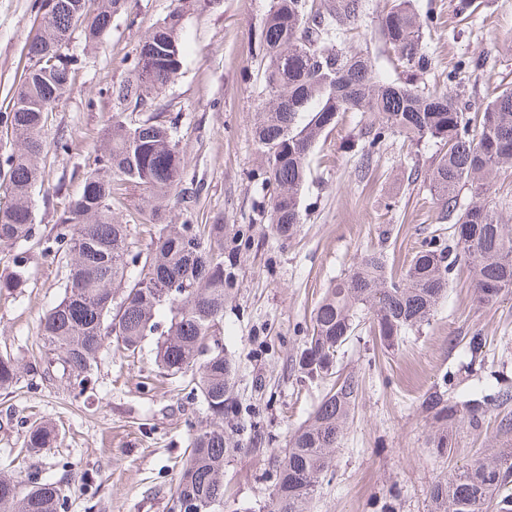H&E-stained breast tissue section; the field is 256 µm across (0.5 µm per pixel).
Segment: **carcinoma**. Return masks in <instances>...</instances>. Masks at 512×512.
Listing matches in <instances>:
<instances>
[{
  "instance_id": "obj_1",
  "label": "carcinoma",
  "mask_w": 512,
  "mask_h": 512,
  "mask_svg": "<svg viewBox=\"0 0 512 512\" xmlns=\"http://www.w3.org/2000/svg\"><path fill=\"white\" fill-rule=\"evenodd\" d=\"M58 0L50 21L33 37L63 51L60 69L46 71L31 62L12 108L0 124L18 140L4 159L6 201L0 202V244L22 245L36 237L32 195L46 161L41 131L45 113L68 91L61 74L73 66L72 35L85 45L98 43L127 0ZM362 0H274L260 35L266 102L256 112L254 137L266 158L268 180L278 187L268 210L275 234L288 239L302 223L300 196L309 171V156L318 142L348 112L370 118L364 127L368 150L362 167L399 134L412 145L432 140L440 152L425 180L442 218L455 217L452 244L420 251L405 272L387 270L381 253H365L346 277L333 284L313 309L311 334L296 359L308 376L333 374L336 353L369 315L380 339L392 347L405 334L429 322L448 292L460 261L472 268L476 301L493 306L512 292V228L501 222L488 193L495 175L512 169V88L505 87L475 112L458 97L430 92L416 84L430 67L422 52L423 20L413 0H395L382 18L380 35L403 78L385 82L375 76L369 56L331 42L345 35L362 13ZM182 14L170 11L152 27L136 49L133 75L112 88L118 108L104 133L105 146L93 168L83 174V188L65 206L54 225L45 253L66 255L67 275L61 299L40 319L47 361L44 381H64L83 393L94 379L102 353L112 347L135 353L154 340V363L168 375L192 371L190 394L198 399L209 423L193 430L189 451L169 498V510L224 512V464L243 451L235 434L242 408L234 392V359L219 344L224 306L238 281L233 255L250 247L241 227L222 224H173L166 220L168 202L184 200L176 126L158 113L132 121L124 112L143 111L178 76L183 59ZM144 197L140 218L157 227L146 255L131 250L130 225L112 217V201L126 185ZM469 191L467 204L461 193ZM28 257L14 255L12 270L0 288L18 284ZM25 365L0 352V391L18 384ZM361 382L354 373L337 377L309 419L288 434L275 464L267 512H310L319 484L326 478ZM512 400L497 396L455 401L437 387L421 408L435 425L433 447H452L461 423L478 428L492 404ZM57 438L55 425L35 421L23 447L37 453ZM512 441L501 443L462 470L431 487L430 512H512ZM63 481L39 472L0 474V512H68Z\"/></svg>"
}]
</instances>
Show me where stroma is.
Segmentation results:
<instances>
[{"instance_id": "35a3bbf8", "label": "stroma", "mask_w": 512, "mask_h": 512, "mask_svg": "<svg viewBox=\"0 0 512 512\" xmlns=\"http://www.w3.org/2000/svg\"><path fill=\"white\" fill-rule=\"evenodd\" d=\"M273 0H128L97 49L80 54L70 90L49 113L42 131L48 151L33 195L38 239L27 243L23 280L0 289V349L23 360L40 356L39 319L63 294L66 268L45 257L65 204L82 190L81 176L103 146L115 108L112 86L127 79L136 49L171 10L184 14L182 69L153 110L178 122L182 184L195 188L172 200L169 221L249 228L254 243L237 257L236 290L224 309L220 342L236 361L235 394L244 409L242 451L224 466L229 498L224 512H257L268 501V475L289 431L304 423L331 379L299 373L292 361L311 326V313L331 282L342 279L365 251L384 255L402 274L413 256L447 243L448 221L420 171L439 152L433 142L407 148L391 136L367 175H359L366 120L347 113L310 155L302 197L303 220L280 240L267 221L276 187L265 180L264 157L253 136V116L265 98L260 32ZM392 0H363L351 52L368 53L376 74L399 80L401 68L378 30ZM427 17L422 48L431 67L421 79L459 95L466 106L486 103L512 85V0H415ZM45 0H0V112L13 103L29 65L27 43L37 32ZM69 150L57 149L58 141ZM142 190L128 186L113 202L115 221L130 225L134 249L154 235L136 224ZM482 333L481 361L469 362L466 341ZM152 343L141 354L104 355L93 390L73 398L60 384L29 374L0 395V471L36 470L68 479L70 512H168L172 481L185 457L190 427L204 419L187 380L160 374ZM336 369L355 373L361 390L321 483L312 512H429V489L448 471L479 457L500 439L512 401L490 407L480 428L460 425L452 450L437 453L432 425L420 404L429 390L447 386L463 399L477 390L512 388V294L479 305L466 263H459L429 324L386 347L369 324L339 349ZM59 429L53 448L13 459L34 420Z\"/></svg>"}]
</instances>
